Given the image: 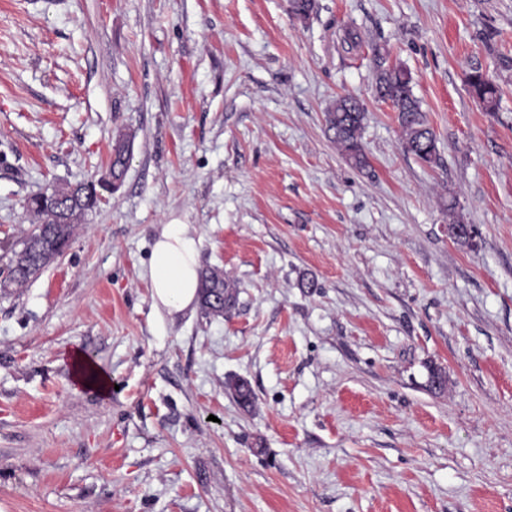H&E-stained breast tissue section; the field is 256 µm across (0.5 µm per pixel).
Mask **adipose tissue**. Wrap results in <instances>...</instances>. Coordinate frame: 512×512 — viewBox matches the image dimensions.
I'll return each instance as SVG.
<instances>
[{
	"label": "adipose tissue",
	"mask_w": 512,
	"mask_h": 512,
	"mask_svg": "<svg viewBox=\"0 0 512 512\" xmlns=\"http://www.w3.org/2000/svg\"><path fill=\"white\" fill-rule=\"evenodd\" d=\"M148 276L154 308L168 313L192 306L199 288V252L187 225H164L151 252Z\"/></svg>",
	"instance_id": "obj_1"
}]
</instances>
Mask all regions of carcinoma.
Segmentation results:
<instances>
[{
  "label": "carcinoma",
  "instance_id": "obj_1",
  "mask_svg": "<svg viewBox=\"0 0 512 512\" xmlns=\"http://www.w3.org/2000/svg\"><path fill=\"white\" fill-rule=\"evenodd\" d=\"M315 9V0H289L290 13L306 20ZM375 86L379 97L398 112L404 145L419 160L435 164L439 160L437 137L429 126L420 101L411 91V74L401 66H390L380 53L374 54ZM469 85L489 112L499 104L498 87L476 70L468 77ZM366 112L357 98L343 96L326 110L327 129L345 158L356 168L368 165L361 143ZM130 143L118 139L113 144L112 159L103 179L124 177L130 159ZM99 199L95 182L53 186L31 196L28 208L36 217L34 228L20 241V249L12 250L7 276L0 281V290L20 287L38 278L69 246L75 232L88 212L95 209ZM199 298L207 315L220 317L231 311L237 301V285L224 275V270L212 267L200 272ZM228 389L237 403L248 408L255 396L247 381L236 379Z\"/></svg>",
  "mask_w": 512,
  "mask_h": 512
}]
</instances>
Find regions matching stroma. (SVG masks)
<instances>
[{
	"mask_svg": "<svg viewBox=\"0 0 512 512\" xmlns=\"http://www.w3.org/2000/svg\"><path fill=\"white\" fill-rule=\"evenodd\" d=\"M377 52L438 163L406 150ZM343 95L363 170L326 129ZM121 135L119 188L0 291V512H512V0L304 21L288 0H0V279L26 198L99 179ZM173 222L236 281L229 315L153 308ZM77 351L109 396L74 383ZM373 62L377 94L398 112L405 148L424 163H437V137L411 91L410 72L401 66L386 65L385 57L378 52ZM468 82L485 109L493 112L498 107L500 100L498 87L478 70L469 75Z\"/></svg>",
	"mask_w": 512,
	"mask_h": 512,
	"instance_id": "35a3bbf8",
	"label": "stroma"
}]
</instances>
